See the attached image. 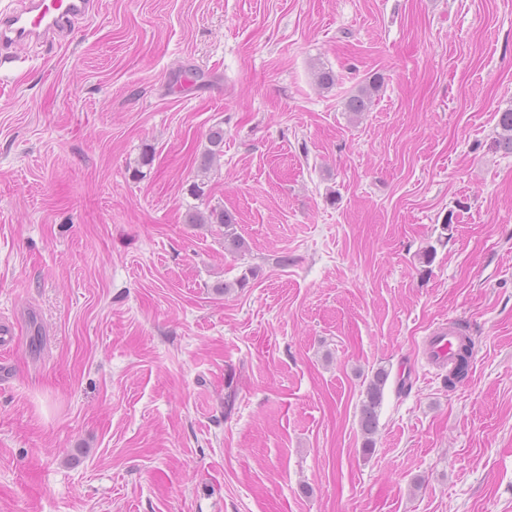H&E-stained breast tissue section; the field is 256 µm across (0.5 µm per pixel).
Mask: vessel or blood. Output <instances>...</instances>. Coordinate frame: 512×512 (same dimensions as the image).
I'll return each instance as SVG.
<instances>
[{"mask_svg": "<svg viewBox=\"0 0 512 512\" xmlns=\"http://www.w3.org/2000/svg\"><path fill=\"white\" fill-rule=\"evenodd\" d=\"M95 0H27L25 8L0 13V50L36 39L50 42L86 17ZM457 339L452 326L439 325L428 338L430 360L439 366L450 363Z\"/></svg>", "mask_w": 512, "mask_h": 512, "instance_id": "1", "label": "vessel or blood"}]
</instances>
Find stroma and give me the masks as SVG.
I'll use <instances>...</instances> for the list:
<instances>
[{"label":"stroma","mask_w":512,"mask_h":512,"mask_svg":"<svg viewBox=\"0 0 512 512\" xmlns=\"http://www.w3.org/2000/svg\"><path fill=\"white\" fill-rule=\"evenodd\" d=\"M17 55L0 512H512V0H99ZM216 126L241 254L185 218ZM498 135L492 142V148L506 154H512V107L498 112ZM458 322H448L435 328L428 338L427 350L430 360L439 366L448 365L456 350L457 339L453 327ZM388 376L389 372L385 368H378L365 389V400L362 401L359 419L365 450H371L374 445L373 436L378 427V408L381 404L383 388Z\"/></svg>","instance_id":"stroma-1"}]
</instances>
